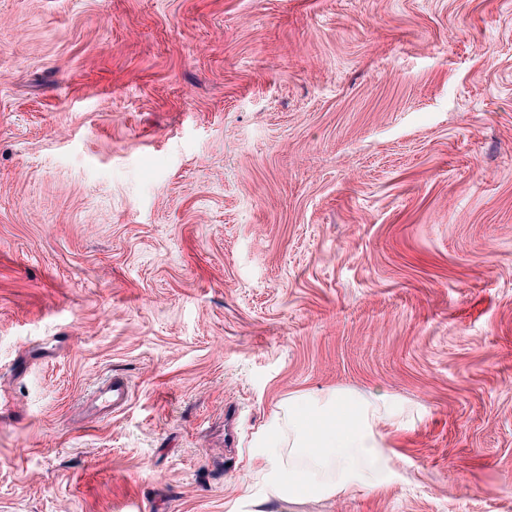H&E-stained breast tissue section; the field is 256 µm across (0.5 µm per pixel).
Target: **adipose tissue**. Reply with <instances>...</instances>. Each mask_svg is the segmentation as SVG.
Segmentation results:
<instances>
[{
	"mask_svg": "<svg viewBox=\"0 0 512 512\" xmlns=\"http://www.w3.org/2000/svg\"><path fill=\"white\" fill-rule=\"evenodd\" d=\"M398 401L336 388L301 391L275 405L257 435L259 485L243 487L261 512L378 491L398 476L386 424L406 416Z\"/></svg>",
	"mask_w": 512,
	"mask_h": 512,
	"instance_id": "ef3b65f1",
	"label": "adipose tissue"
}]
</instances>
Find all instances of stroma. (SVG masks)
Here are the masks:
<instances>
[{"label": "stroma", "instance_id": "1", "mask_svg": "<svg viewBox=\"0 0 512 512\" xmlns=\"http://www.w3.org/2000/svg\"><path fill=\"white\" fill-rule=\"evenodd\" d=\"M333 388L399 477L291 512H512V0H0V512H256ZM130 401V387L122 376L113 375L112 380L96 391L89 399L88 410L97 418H108L112 413L123 411Z\"/></svg>", "mask_w": 512, "mask_h": 512}]
</instances>
